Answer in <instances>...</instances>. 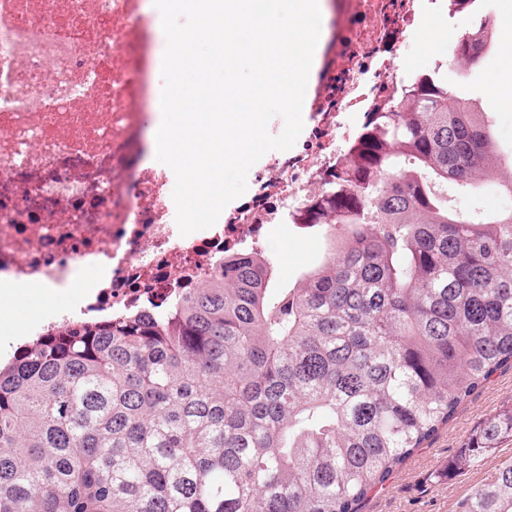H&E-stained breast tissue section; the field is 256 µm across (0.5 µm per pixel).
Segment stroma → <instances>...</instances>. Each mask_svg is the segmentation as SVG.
I'll list each match as a JSON object with an SVG mask.
<instances>
[{
    "label": "stroma",
    "instance_id": "stroma-1",
    "mask_svg": "<svg viewBox=\"0 0 512 512\" xmlns=\"http://www.w3.org/2000/svg\"><path fill=\"white\" fill-rule=\"evenodd\" d=\"M492 21L497 34L493 54L484 56L465 76L447 65L448 43L466 34L458 21L427 16L415 44L405 53L416 69L433 62L443 64L441 74L449 89L482 103L491 114L494 140L499 148L512 149V102L496 98L491 82L512 80V0H494ZM323 244L312 233H300L277 226L267 244L281 280H296L321 256ZM74 296L44 298L38 286H31L0 305V351L9 343L23 340L27 330L53 312L75 309ZM512 405V369L494 374L458 408L422 448L396 470L381 488L368 494L359 512H460L462 501L490 482L501 467L512 463V442L464 469L452 463L471 431L496 410Z\"/></svg>",
    "mask_w": 512,
    "mask_h": 512
}]
</instances>
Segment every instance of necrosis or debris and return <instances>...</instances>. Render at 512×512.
<instances>
[{
	"label": "necrosis or debris",
	"instance_id": "necrosis-or-debris-1",
	"mask_svg": "<svg viewBox=\"0 0 512 512\" xmlns=\"http://www.w3.org/2000/svg\"><path fill=\"white\" fill-rule=\"evenodd\" d=\"M153 0H0V279L76 286V310L31 328L165 307L213 277L225 251L264 250L300 224L356 156L362 124L412 81L396 61L420 14H478L485 0H319L322 43L310 125L251 176V192L208 229L180 235L169 167L150 162L142 107L159 108L164 43Z\"/></svg>",
	"mask_w": 512,
	"mask_h": 512
}]
</instances>
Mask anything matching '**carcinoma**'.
Instances as JSON below:
<instances>
[{
  "label": "carcinoma",
  "mask_w": 512,
  "mask_h": 512,
  "mask_svg": "<svg viewBox=\"0 0 512 512\" xmlns=\"http://www.w3.org/2000/svg\"><path fill=\"white\" fill-rule=\"evenodd\" d=\"M487 25L449 65L494 44ZM358 150L307 211L327 249L294 283L226 253L162 312L47 330L0 363V512H358L512 367V211L443 195H512L487 113L433 72ZM508 440L512 407L453 466ZM461 512H512V465ZM467 194V193H466ZM453 194L450 198L454 209L461 212L494 215L505 208L512 209V197L501 195L492 185H487L477 195Z\"/></svg>",
  "instance_id": "1"
}]
</instances>
